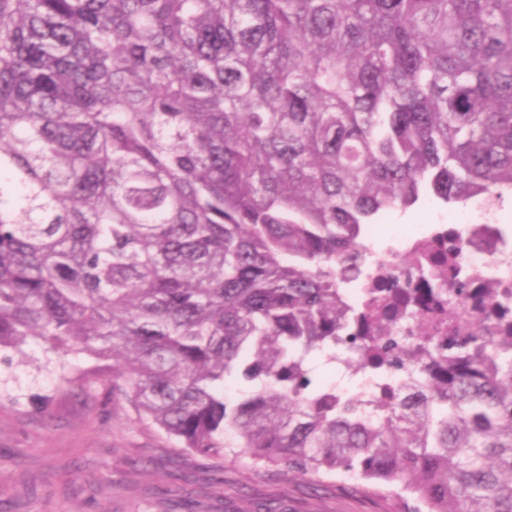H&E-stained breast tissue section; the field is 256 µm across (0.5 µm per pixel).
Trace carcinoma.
<instances>
[{
	"instance_id": "carcinoma-1",
	"label": "carcinoma",
	"mask_w": 512,
	"mask_h": 512,
	"mask_svg": "<svg viewBox=\"0 0 512 512\" xmlns=\"http://www.w3.org/2000/svg\"><path fill=\"white\" fill-rule=\"evenodd\" d=\"M507 194L512 0H0V347L112 361L189 453L512 512V300L446 235L367 261ZM461 209L459 204H443L440 201H425L406 210H394L387 213L381 220L383 224H375L377 229L371 234L374 248L380 251L388 245L395 244L399 235L419 231H430L435 224L456 225V217ZM414 213L420 219L403 223L401 217ZM428 234L409 235L405 237L404 247L391 252H373L370 253L369 260L375 265L382 264L386 267H396L405 257L410 255L415 247L427 240Z\"/></svg>"
}]
</instances>
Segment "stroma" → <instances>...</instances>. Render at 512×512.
<instances>
[{"instance_id": "stroma-1", "label": "stroma", "mask_w": 512, "mask_h": 512, "mask_svg": "<svg viewBox=\"0 0 512 512\" xmlns=\"http://www.w3.org/2000/svg\"><path fill=\"white\" fill-rule=\"evenodd\" d=\"M387 213L375 249L455 223L459 205L426 201ZM108 362L57 355L32 340L0 349V512H404L396 488L353 477L301 478L245 455L181 451L125 401Z\"/></svg>"}]
</instances>
